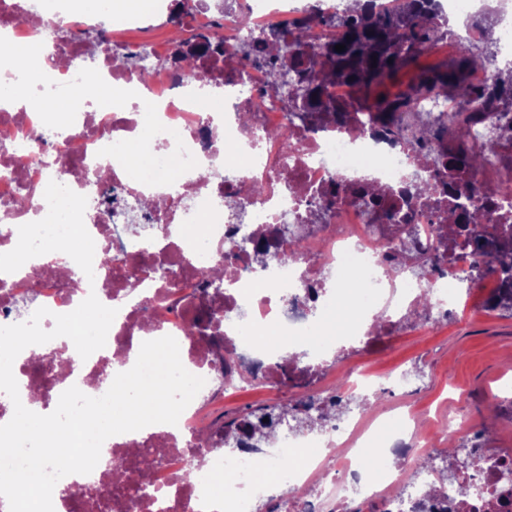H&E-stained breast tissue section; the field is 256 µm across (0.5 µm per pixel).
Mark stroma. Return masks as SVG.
<instances>
[{
  "label": "stroma",
  "mask_w": 512,
  "mask_h": 512,
  "mask_svg": "<svg viewBox=\"0 0 512 512\" xmlns=\"http://www.w3.org/2000/svg\"><path fill=\"white\" fill-rule=\"evenodd\" d=\"M424 362L419 382L418 409L432 417L448 398L467 396V413L480 422L486 400H504L503 412L512 417V315L501 310L479 312L460 301L448 322L432 331L394 338L372 357L375 371Z\"/></svg>",
  "instance_id": "obj_1"
}]
</instances>
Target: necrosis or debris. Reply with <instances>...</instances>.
Wrapping results in <instances>:
<instances>
[{
	"label": "necrosis or debris",
	"mask_w": 512,
	"mask_h": 512,
	"mask_svg": "<svg viewBox=\"0 0 512 512\" xmlns=\"http://www.w3.org/2000/svg\"><path fill=\"white\" fill-rule=\"evenodd\" d=\"M96 2L0 0V42L9 47L0 54V253L16 246L19 226L46 216L44 192L55 181L86 197L95 250L112 254L110 266L94 262L90 280L80 267L46 263L0 272V326L21 322L35 289L51 312L41 322L47 331L54 315L92 293L117 311L104 348L66 357L67 380L51 367L34 372L32 349L17 356L13 373L34 387L22 403L45 411L72 385L103 395L104 381L123 372L146 336L169 335L185 369L205 385L177 424L106 440L91 473L60 479L67 493L54 497V512H512V448L483 446L465 399L437 419L420 417L413 407L420 368L374 373L368 362L349 363L346 343L443 324L456 305L455 283L482 307L506 304L500 282L478 270L463 242L488 228L496 249H512V200L496 192L512 182V99L471 101L467 134L420 145L415 124L450 121L456 101L420 95L411 111L393 113L399 135H386L375 113L361 109L358 85L317 75L320 101L302 119L251 54L252 40L270 26L301 17L294 0H233L221 14L219 53L194 40L219 15L215 5L167 0L194 61L183 68L176 44L153 43L146 75L112 60L124 50L116 32L143 28L137 14L113 16L112 34L93 53L75 40ZM486 11L487 0H443L432 21L437 38L454 41V16L468 41L482 43ZM61 100L67 110L59 118L47 107ZM143 133L166 163L151 182L123 154ZM488 139L494 153L473 163ZM480 204L481 225L471 220ZM244 237L238 259L225 261ZM293 240L301 252L286 268L278 258ZM141 251L155 255L160 274L131 267ZM437 252L440 272L427 267ZM215 267L224 270L223 288L203 287L201 269ZM198 314L221 322L223 350L191 329ZM331 329L338 341L328 358L318 339ZM270 331L295 351L280 353L264 338ZM337 368L340 385H327ZM289 381L324 411L284 441L257 444L241 416L211 414L242 385L273 390ZM393 393L408 410L385 403ZM450 436L469 438L483 467H464L443 449ZM373 446L391 467L374 471L366 453ZM292 448L308 454L286 480H255L261 462ZM144 455L155 461L146 495L137 491ZM116 456L128 461L119 486ZM189 468L234 481L218 496L186 478Z\"/></svg>",
	"instance_id": "4bbe7bcc"
}]
</instances>
